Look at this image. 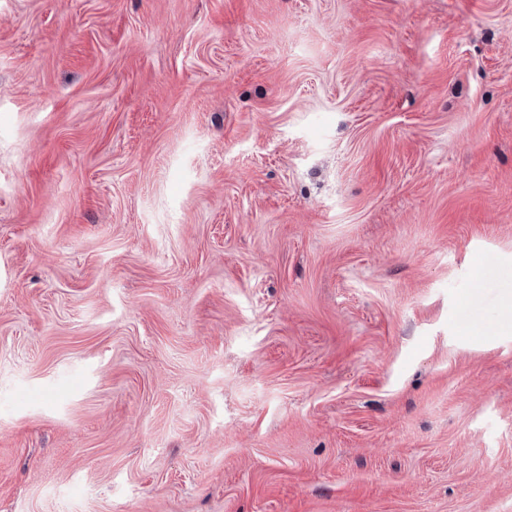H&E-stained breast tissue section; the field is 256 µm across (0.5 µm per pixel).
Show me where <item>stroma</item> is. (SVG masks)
<instances>
[{
  "label": "stroma",
  "mask_w": 512,
  "mask_h": 512,
  "mask_svg": "<svg viewBox=\"0 0 512 512\" xmlns=\"http://www.w3.org/2000/svg\"><path fill=\"white\" fill-rule=\"evenodd\" d=\"M512 0H0V512H512Z\"/></svg>",
  "instance_id": "1"
}]
</instances>
